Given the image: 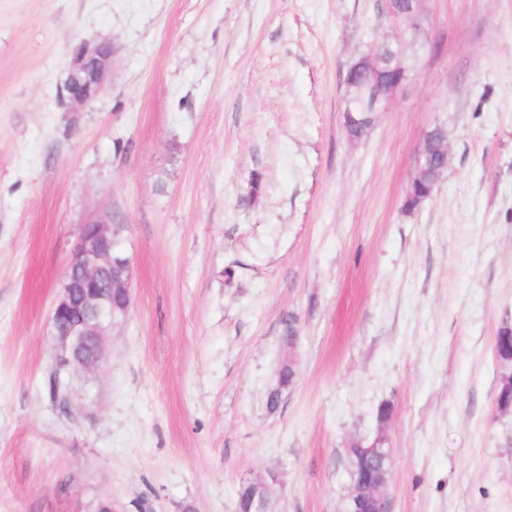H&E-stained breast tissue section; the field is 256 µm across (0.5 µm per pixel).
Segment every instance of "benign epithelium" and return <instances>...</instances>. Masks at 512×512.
Returning a JSON list of instances; mask_svg holds the SVG:
<instances>
[{
  "mask_svg": "<svg viewBox=\"0 0 512 512\" xmlns=\"http://www.w3.org/2000/svg\"><path fill=\"white\" fill-rule=\"evenodd\" d=\"M389 14L412 35L421 31L420 0H390ZM112 63V47L107 43L91 45L80 41L70 45L67 78L61 89L62 101L73 106H86L94 102L105 90V75ZM389 66L400 73L394 83L380 81L379 74ZM357 81L348 84V95L343 112L349 120L358 112H378L393 92L406 80L409 69L405 66L402 50L385 41L378 43L367 54L350 66ZM447 147L430 154L421 146L414 158L411 182H420L427 176H440L446 168ZM110 222L104 218L83 226L78 241L67 261L61 294L51 314V323L57 341L59 357L72 358L78 367L91 369L101 361V349L90 356L77 355V349L93 338L102 341L112 327V288L97 287L99 271L105 267L116 269L113 288L124 289L130 297V260L112 257ZM349 512H392L389 479L380 475L367 479L362 489L350 496Z\"/></svg>",
  "mask_w": 512,
  "mask_h": 512,
  "instance_id": "benign-epithelium-1",
  "label": "benign epithelium"
}]
</instances>
